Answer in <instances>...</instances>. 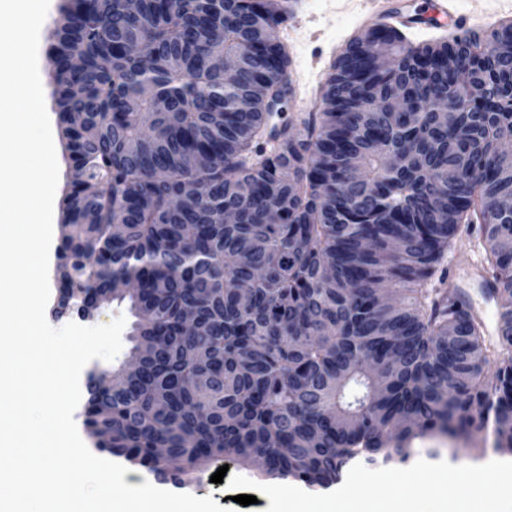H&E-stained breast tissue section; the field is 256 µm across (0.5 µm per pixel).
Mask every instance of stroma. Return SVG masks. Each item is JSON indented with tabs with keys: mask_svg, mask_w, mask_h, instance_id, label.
I'll list each match as a JSON object with an SVG mask.
<instances>
[{
	"mask_svg": "<svg viewBox=\"0 0 512 512\" xmlns=\"http://www.w3.org/2000/svg\"><path fill=\"white\" fill-rule=\"evenodd\" d=\"M291 15L280 35L294 57L291 78L295 98L289 113L315 112L320 108L319 89L337 54L362 30L374 25L370 0H288ZM457 11L464 16L467 31L483 32L504 20H512V0H456ZM485 250L480 234H473L461 248L447 254L449 287L461 292L472 310L483 320L488 336H495L498 307L473 274L474 262L483 260ZM214 467L198 473L195 482L187 486L189 494L210 496L222 507H235L236 512H266L269 500L259 496L257 503L233 506L224 485L212 482Z\"/></svg>",
	"mask_w": 512,
	"mask_h": 512,
	"instance_id": "35a3bbf8",
	"label": "stroma"
}]
</instances>
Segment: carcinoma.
Instances as JSON below:
<instances>
[{
	"label": "carcinoma",
	"mask_w": 512,
	"mask_h": 512,
	"mask_svg": "<svg viewBox=\"0 0 512 512\" xmlns=\"http://www.w3.org/2000/svg\"><path fill=\"white\" fill-rule=\"evenodd\" d=\"M287 13L272 0L62 9L57 314L127 303L139 360L121 385L90 376L88 434L176 485L262 456L265 476L326 489L357 461L437 458L438 437L478 457L488 431L512 456V358L485 371L512 350V158L497 153L512 137V23L417 45L379 23L346 43L298 129L271 110L293 94ZM219 54L238 65L229 85ZM474 224L494 342L443 288L442 261Z\"/></svg>",
	"instance_id": "carcinoma-1"
}]
</instances>
